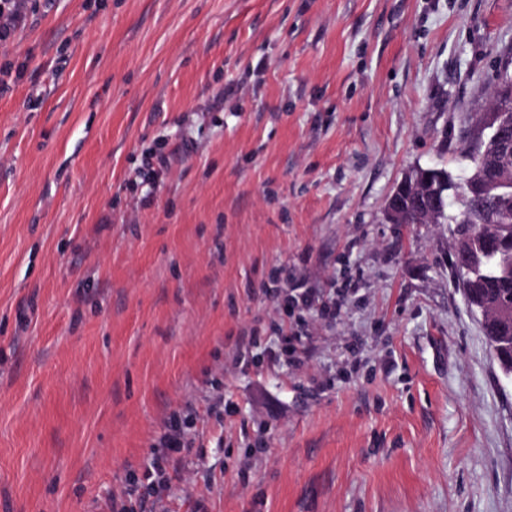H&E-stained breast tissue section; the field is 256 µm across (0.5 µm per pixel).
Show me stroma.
<instances>
[{
	"mask_svg": "<svg viewBox=\"0 0 512 512\" xmlns=\"http://www.w3.org/2000/svg\"><path fill=\"white\" fill-rule=\"evenodd\" d=\"M31 6L0 45L25 67L0 92V512H512V377L454 227L386 209L415 167L463 173L512 0ZM296 284L340 314H289ZM174 427L189 451L128 496Z\"/></svg>",
	"mask_w": 512,
	"mask_h": 512,
	"instance_id": "1",
	"label": "stroma"
}]
</instances>
